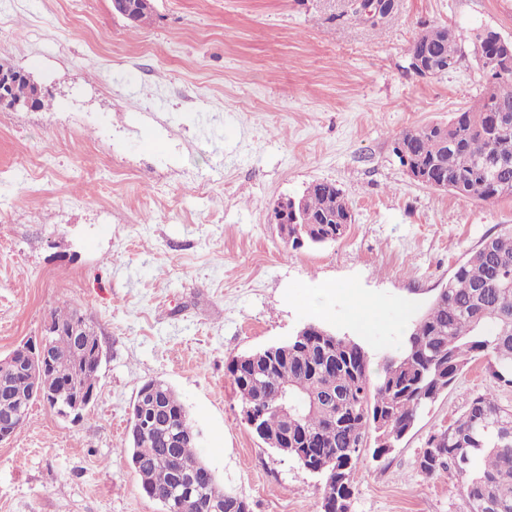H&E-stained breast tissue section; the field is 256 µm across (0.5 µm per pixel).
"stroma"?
Masks as SVG:
<instances>
[{
	"label": "stroma",
	"mask_w": 512,
	"mask_h": 512,
	"mask_svg": "<svg viewBox=\"0 0 512 512\" xmlns=\"http://www.w3.org/2000/svg\"><path fill=\"white\" fill-rule=\"evenodd\" d=\"M128 27L111 0H0V65L50 109L0 108V359L68 300L102 348L96 399L75 422L42 403L0 442V512H163L122 452L130 406L157 380L202 434L224 492L252 512H319L317 478L244 421L226 366L314 323L380 361L512 199L465 201L413 181L392 153L406 128L447 121L485 91L474 29L512 39V0H155ZM463 35L422 78L425 29ZM354 213L345 236L287 248L270 211L314 181ZM334 286L326 308L311 299ZM368 310L360 321L356 308ZM478 360L391 454L364 449L351 512H460L448 473L417 458L476 393Z\"/></svg>",
	"instance_id": "obj_1"
}]
</instances>
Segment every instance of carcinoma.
Returning a JSON list of instances; mask_svg holds the SVG:
<instances>
[{
    "instance_id": "cac0c4a2",
    "label": "carcinoma",
    "mask_w": 512,
    "mask_h": 512,
    "mask_svg": "<svg viewBox=\"0 0 512 512\" xmlns=\"http://www.w3.org/2000/svg\"><path fill=\"white\" fill-rule=\"evenodd\" d=\"M134 9L128 24L151 21L154 11ZM460 34L436 26L423 31L409 54L428 47L450 68L460 53ZM477 61L487 77L483 95L454 114L445 136L434 129H405L394 141L393 153L406 162L436 169L448 178V192L465 201L512 198V40L500 45L474 36ZM11 102L30 98L27 79L16 77L0 87V98ZM305 209L310 224H291L292 247L301 242L335 243L345 235L346 200L335 183L321 181L307 194ZM497 267L512 274V226L503 227L459 262L448 284L428 311L413 324L402 351L383 357L378 373L371 369L368 352L342 336L313 335L292 340L288 350L269 358L227 366L240 400L249 399L262 414L263 434L279 435L283 420L277 410L279 394L288 390L297 400L296 440L303 450L299 463L322 466L321 501L335 509H350L356 464L363 445L374 439L373 457L390 454L411 431L420 413L432 405L473 362L489 358L487 372L497 389L512 388V286L494 280ZM51 320L56 327L48 337L52 362L39 384L61 392L56 414L68 416L71 400L80 388L93 386L99 368L91 351L97 342L95 326L63 301ZM75 324L86 327L81 341L68 335ZM32 382L22 362L0 367V417L18 414L27 421ZM185 412L177 394L161 381L144 383L128 418V448L142 490L158 502L183 500L184 512H245L244 497L224 492L215 479L197 477L184 490L179 469L202 463L197 440L173 443L176 416ZM419 470L433 476L446 471L458 484L464 512H512V406H505L490 391L477 393L448 427L431 435L417 459Z\"/></svg>"
}]
</instances>
